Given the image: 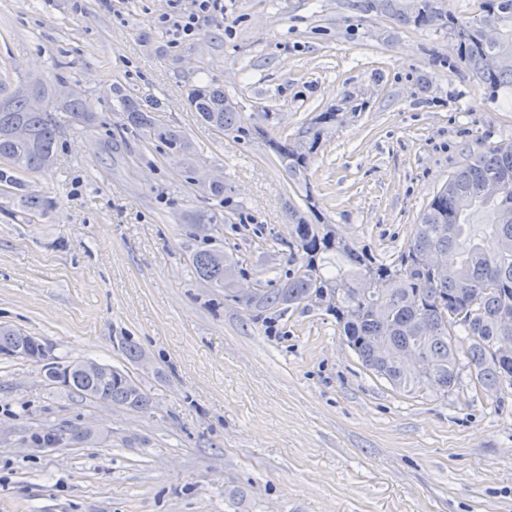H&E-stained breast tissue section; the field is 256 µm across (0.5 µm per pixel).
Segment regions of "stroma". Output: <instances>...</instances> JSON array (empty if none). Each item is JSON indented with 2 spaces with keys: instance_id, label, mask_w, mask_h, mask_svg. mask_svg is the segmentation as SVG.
<instances>
[{
  "instance_id": "stroma-1",
  "label": "stroma",
  "mask_w": 512,
  "mask_h": 512,
  "mask_svg": "<svg viewBox=\"0 0 512 512\" xmlns=\"http://www.w3.org/2000/svg\"><path fill=\"white\" fill-rule=\"evenodd\" d=\"M222 21L175 40L169 0H0V83H78L93 124L56 112L49 198L0 193V326L63 360L128 371L146 411L48 385L0 356V512H512V389L395 390L367 371L324 308L253 311L199 281L193 219L261 290L285 277L287 204L313 195L331 224L397 259L433 195L470 155L512 143V90L491 92L446 27L417 30L367 0H228ZM223 87L256 133L206 128L194 85ZM155 102L224 194L194 190L160 143L125 129L113 90ZM335 111L310 186L289 182L269 137ZM131 337L149 363L128 362ZM92 428L88 440L49 432Z\"/></svg>"
}]
</instances>
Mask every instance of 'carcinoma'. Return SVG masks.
Here are the masks:
<instances>
[{
  "label": "carcinoma",
  "instance_id": "carcinoma-1",
  "mask_svg": "<svg viewBox=\"0 0 512 512\" xmlns=\"http://www.w3.org/2000/svg\"><path fill=\"white\" fill-rule=\"evenodd\" d=\"M444 0H378L376 9L403 25L419 29L448 26L458 40L460 64L491 90L512 89V64L492 66L491 57H512V0H481L480 15L460 21L443 7ZM495 21L498 36L485 40L482 22ZM71 84L60 78H37L0 95V185L18 191L21 176L41 173L54 164L58 126L49 104L69 112L81 123L92 120L85 96L68 94ZM39 97L43 106L31 99ZM125 125L141 129L147 139L161 143L170 161L180 166L185 181L206 192L221 194L224 182L196 181L197 151L194 143L174 127L158 125L150 111L122 94L117 95ZM189 105L211 130L239 141L253 132L224 90L196 86L187 93ZM23 131L24 137L18 136ZM308 150L295 156L290 142L268 140L286 176L296 185L307 183L321 129L305 131ZM489 183L503 186L496 197L486 195ZM490 213L486 224L498 249L485 251L471 223L478 210ZM512 210V144L475 155L448 179L420 216L414 237L400 259L390 263L339 238L330 224H311L299 208L288 206L294 234L292 272L277 287L251 295L238 293L241 272L218 249H203L190 258L197 277L211 288H223L247 308L309 305L325 289L336 293L326 310L348 346L364 367L393 387L414 394L430 387L448 392L458 385L461 372L469 370L480 390L512 388V223L502 224L498 213ZM435 253L440 265L431 267L425 256ZM334 254L340 265L326 269L323 256ZM382 281L387 287H371ZM467 337L463 349L456 338ZM125 356L141 363L145 353L129 336L120 338ZM0 350L13 358L43 364L46 379L85 400L129 410H146L150 399L131 376L116 367L86 365L59 357L44 344H33L26 335L0 328ZM410 353L422 363L406 361Z\"/></svg>",
  "mask_w": 512,
  "mask_h": 512
}]
</instances>
